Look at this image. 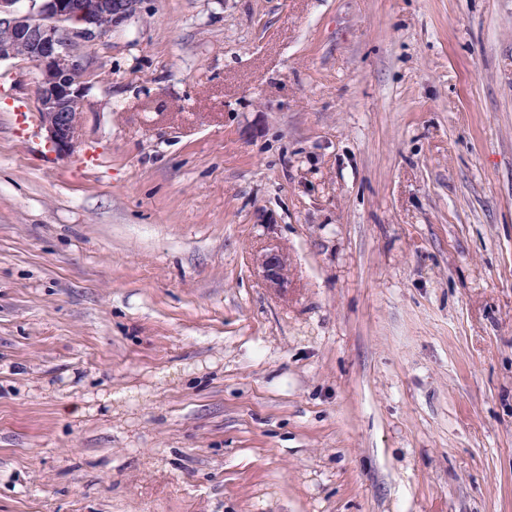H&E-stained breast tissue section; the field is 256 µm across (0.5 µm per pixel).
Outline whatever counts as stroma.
<instances>
[{"label":"stroma","instance_id":"obj_1","mask_svg":"<svg viewBox=\"0 0 512 512\" xmlns=\"http://www.w3.org/2000/svg\"><path fill=\"white\" fill-rule=\"evenodd\" d=\"M91 53L65 156L0 62V512H512V0Z\"/></svg>","mask_w":512,"mask_h":512}]
</instances>
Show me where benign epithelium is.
Wrapping results in <instances>:
<instances>
[{
	"mask_svg": "<svg viewBox=\"0 0 512 512\" xmlns=\"http://www.w3.org/2000/svg\"><path fill=\"white\" fill-rule=\"evenodd\" d=\"M140 0H0V61L19 59L38 72L39 121L58 154L77 146L91 89L89 57L77 51L105 41L136 14ZM262 276L284 283L279 255L261 261Z\"/></svg>",
	"mask_w": 512,
	"mask_h": 512,
	"instance_id": "benign-epithelium-1",
	"label": "benign epithelium"
}]
</instances>
